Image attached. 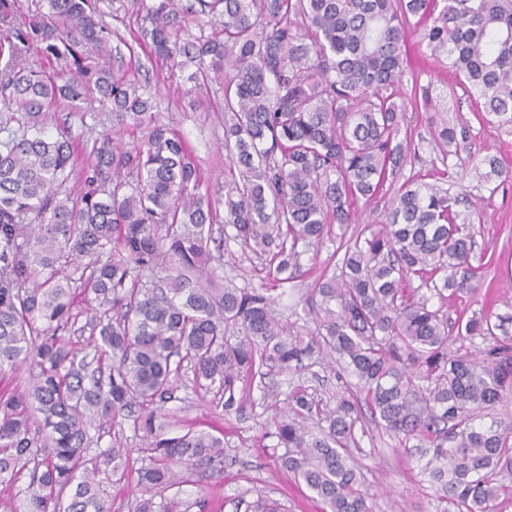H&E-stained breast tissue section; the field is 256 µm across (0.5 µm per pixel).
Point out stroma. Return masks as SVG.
I'll list each match as a JSON object with an SVG mask.
<instances>
[{
	"instance_id": "1",
	"label": "stroma",
	"mask_w": 512,
	"mask_h": 512,
	"mask_svg": "<svg viewBox=\"0 0 512 512\" xmlns=\"http://www.w3.org/2000/svg\"><path fill=\"white\" fill-rule=\"evenodd\" d=\"M94 3L112 31L109 46L114 65L146 84L156 99L161 119L186 142L210 186L223 182L228 162L221 146L224 114L220 95L211 89L201 91V105L190 107L181 93L179 77L170 76L166 67L147 51L128 52L124 39L129 27L141 20L136 13L140 0ZM422 34V26L412 27L403 77L401 103L416 150L415 160L404 168L403 174L419 176L427 183L446 178L454 193L476 214L472 264L479 269L477 288L474 294L449 300V319L464 320L479 310L503 315L507 301H512V176L484 183L476 170L488 157L497 158L503 168L512 169V133L478 118L449 73L447 62L430 55L421 41ZM419 85L430 88L431 106H416L414 91ZM55 119L67 121L73 138L80 142L89 140L92 131L112 124L107 109L95 101L83 104L78 112L60 109ZM444 123L455 128L460 143L459 148L445 155L436 142V131ZM214 233L224 239V278L240 287H260L262 276L255 270L252 255L242 251L234 240L233 228L218 224ZM335 248L336 241L330 238L317 253L303 256V276L275 297V308L282 318L314 329L305 299ZM192 378V373H184L165 405L168 433L173 436L190 427L222 432L229 455L219 472L204 464L183 467V484L163 491V498L181 499L186 512H238L239 505L262 494L277 501L283 512H321L320 502L295 483L276 461L273 402L278 397L286 398L297 387L322 403L331 402L344 384L335 369L316 364L266 378L262 383L253 382L240 400V409L231 412L224 409L222 393L195 390ZM363 426L366 435L361 440L363 453L359 460L371 512H440L441 505L421 475L416 458L398 451L396 439L381 425L368 419ZM90 434L94 438L93 452L105 451L117 441L126 448L129 463L124 475L105 473L100 481L112 503V512H136L137 502L145 495L138 482L139 471L153 460L145 440L135 434L128 420L118 428L107 424L92 427Z\"/></svg>"
}]
</instances>
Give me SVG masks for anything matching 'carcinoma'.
Returning a JSON list of instances; mask_svg holds the SVG:
<instances>
[{"instance_id":"cac0c4a2","label":"carcinoma","mask_w":512,"mask_h":512,"mask_svg":"<svg viewBox=\"0 0 512 512\" xmlns=\"http://www.w3.org/2000/svg\"><path fill=\"white\" fill-rule=\"evenodd\" d=\"M178 2L144 6L129 50L186 73L187 98L218 86L236 168L222 198L152 97L108 64L93 0H43L32 22L17 0H0V375H29L0 389V485L29 471L19 512H112L96 476L124 471L127 452L116 444L88 456L91 422L132 414L158 454L140 484L164 490L181 483L173 466L222 465L228 452L203 429L166 436L162 404L183 363L195 388L224 391L229 412L253 373L327 358L356 383L319 431L306 425L319 402L301 390L274 422L286 449L277 462L322 512H370L351 454L365 411L419 453L441 512H497L512 494L502 483L512 476V344L496 334L508 317L474 314L457 337L492 343L486 358L448 355L442 305L475 292L477 275L459 195L412 175L387 223L340 241L313 289L310 337L276 316L267 289L217 287L224 239L213 225L231 226L264 279L284 287L306 249L351 223L355 202L396 182L412 156L397 103L412 16L433 18L423 39L484 121L512 129V0ZM188 15L207 18L210 32L191 33ZM32 46L58 65L54 75L29 65ZM93 99L111 109L112 127L82 146L65 127L48 134L59 105ZM230 327L241 333L234 345ZM63 331L93 340L78 348ZM180 507L149 497L136 512ZM245 512L280 510L260 494Z\"/></svg>"}]
</instances>
